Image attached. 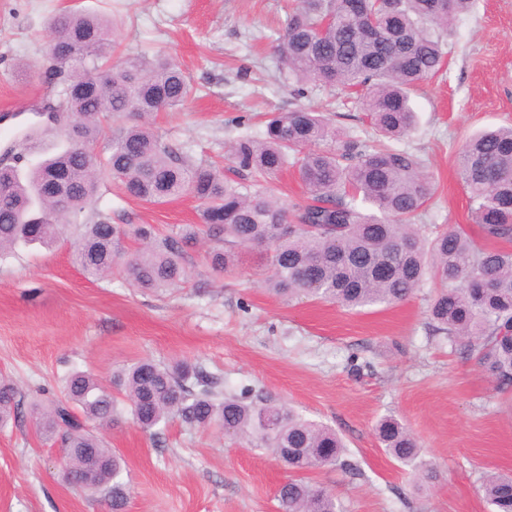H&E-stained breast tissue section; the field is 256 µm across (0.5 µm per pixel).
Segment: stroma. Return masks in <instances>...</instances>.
Segmentation results:
<instances>
[{
  "label": "stroma",
  "instance_id": "stroma-1",
  "mask_svg": "<svg viewBox=\"0 0 512 512\" xmlns=\"http://www.w3.org/2000/svg\"><path fill=\"white\" fill-rule=\"evenodd\" d=\"M293 2L0 0V150L34 134L35 109L57 102L62 83L45 72L50 19L72 7L116 19L114 63L164 55L190 76L195 94L152 126L194 160L225 167L224 146L242 126L258 129L262 113L299 104L366 137V116L347 89L319 87L298 100L283 88L273 39ZM448 51L446 74L414 94L418 124L397 145L430 163L436 193L421 224H462L476 237L455 156L466 135L512 123V0H477L454 23ZM197 209L190 197L151 205L104 187L79 220L104 215L165 235L197 223ZM72 250L68 238L0 258V377L23 395L22 417L0 429V512H112L110 495L92 502L64 482L58 446L40 438L28 411L58 397L71 372L106 383L113 369L145 359L201 366L225 393L247 388L335 429L359 474L326 466L308 478L341 512H490L484 476L512 475V394L498 393L475 357L435 335L427 315L434 281L402 303L356 312L273 296L258 249H242L237 265L218 273L193 246L190 281L163 294L87 279ZM386 415L419 438L433 481L416 483L384 452L375 425ZM101 434L125 461L124 512H278L276 493L292 477L268 452L214 428L173 420L154 436L125 414Z\"/></svg>",
  "mask_w": 512,
  "mask_h": 512
}]
</instances>
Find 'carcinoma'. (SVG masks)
<instances>
[{
    "label": "carcinoma",
    "instance_id": "cac0c4a2",
    "mask_svg": "<svg viewBox=\"0 0 512 512\" xmlns=\"http://www.w3.org/2000/svg\"><path fill=\"white\" fill-rule=\"evenodd\" d=\"M473 7L474 0H298L274 41L283 81L297 99L316 86L355 90L375 138L352 137L303 105L271 112L260 134L230 144L231 178L191 161L151 126L155 113L193 93L174 61L129 58L118 78L95 79L110 69L112 23L79 9L55 15L49 59L54 72L66 74L62 105L73 129L62 133L58 152L36 163L29 160L38 153L31 136L3 151L0 256L20 245L57 244L106 181L149 204L190 196L200 204V223L164 236L150 224L129 230L102 216L77 225L74 263L89 279L116 272L134 288L165 291L188 281L187 248L204 234L213 242L205 260L215 272L232 266L240 248L266 251L264 287L290 300L307 296L348 310L392 305L431 279L439 283L428 308L434 330L476 356L497 388L512 389V249L479 245L459 224L421 234L415 219L434 195L426 159L381 143L415 127L410 91L443 72L448 31ZM127 114L136 121L112 132L107 156L91 149L107 137L109 120ZM456 158L483 237L512 242V124L466 138ZM290 167L308 196L286 203L265 184ZM120 395L133 421L155 436L177 417L275 456L298 475L279 488V512H340L332 492L301 474L336 464L358 472L335 430L270 396L248 389L226 395L200 366L142 360L113 374L110 385L77 371L59 398L31 408L32 420L59 445L63 478L90 476L82 492L94 498L109 490L112 512L127 502L124 460L93 428L118 418ZM19 414L18 389L0 380V427ZM376 432L388 455L433 479L417 438L397 418L382 417ZM482 492L492 512H512V476L486 475Z\"/></svg>",
    "mask_w": 512,
    "mask_h": 512
}]
</instances>
